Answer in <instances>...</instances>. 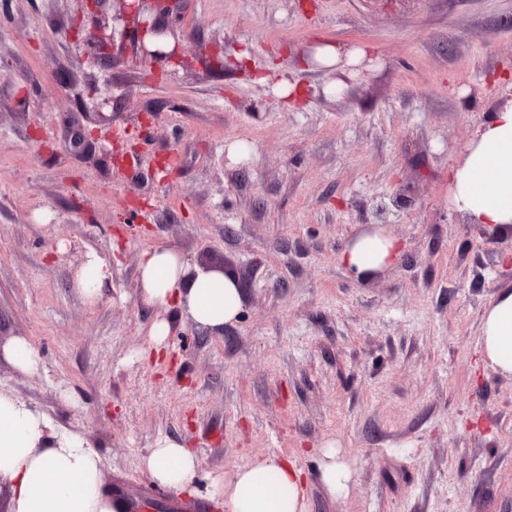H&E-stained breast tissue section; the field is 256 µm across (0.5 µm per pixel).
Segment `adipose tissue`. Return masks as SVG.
Here are the masks:
<instances>
[{"instance_id":"adipose-tissue-1","label":"adipose tissue","mask_w":512,"mask_h":512,"mask_svg":"<svg viewBox=\"0 0 512 512\" xmlns=\"http://www.w3.org/2000/svg\"><path fill=\"white\" fill-rule=\"evenodd\" d=\"M452 202L458 213L488 225L512 224V104L489 112L452 172ZM397 238L364 234L339 255L354 275L394 265ZM177 252H144L138 271L143 301L156 308L180 305L198 327L222 331L237 319L242 298L232 281L214 273L184 280ZM480 355L512 375V289L501 291L482 315ZM144 465L160 485L174 491L194 480L198 458L178 441L163 437ZM0 482L9 488L8 512H115L102 492V462L81 435L59 431L54 422L18 398L0 392ZM228 512H305V476L296 464L272 455L238 468L212 485Z\"/></svg>"}]
</instances>
